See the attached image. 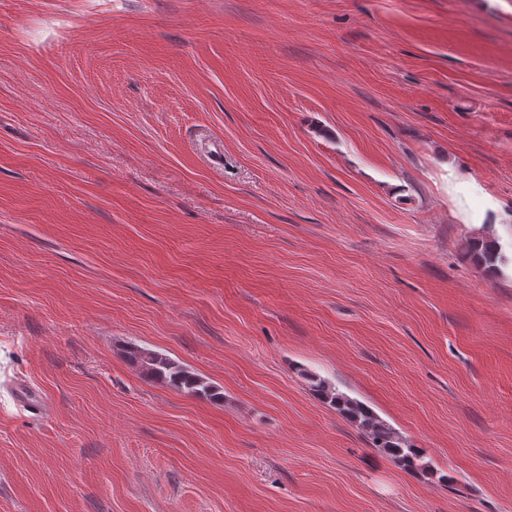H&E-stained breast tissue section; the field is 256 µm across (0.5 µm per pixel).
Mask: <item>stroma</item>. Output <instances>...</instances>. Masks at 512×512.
Here are the masks:
<instances>
[{
	"label": "stroma",
	"mask_w": 512,
	"mask_h": 512,
	"mask_svg": "<svg viewBox=\"0 0 512 512\" xmlns=\"http://www.w3.org/2000/svg\"><path fill=\"white\" fill-rule=\"evenodd\" d=\"M484 236L512 0H0V512H512ZM465 254L476 264L489 272H501L508 259L501 251L496 239L473 238L464 243ZM128 357L148 380L160 382L189 396L218 400L222 393L195 373L159 352L133 347ZM311 381L313 390L329 405L344 414L368 438L373 448H379L393 458L397 463L407 469H416L420 460L421 451L413 448L395 431L383 423L382 420L361 401L336 392L324 379L312 374H305Z\"/></svg>",
	"instance_id": "35a3bbf8"
}]
</instances>
